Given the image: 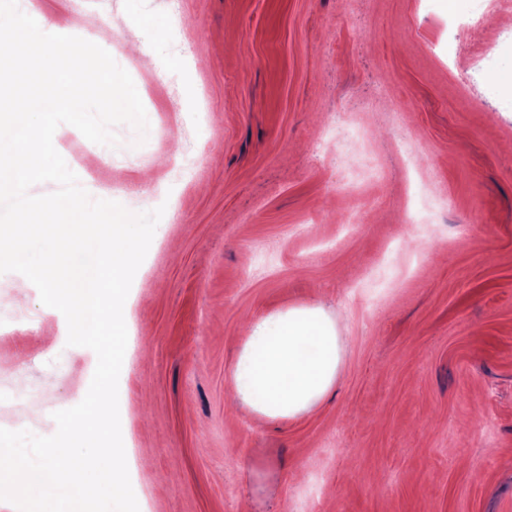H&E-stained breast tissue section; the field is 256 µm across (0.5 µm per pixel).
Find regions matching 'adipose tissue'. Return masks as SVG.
<instances>
[{
	"label": "adipose tissue",
	"mask_w": 512,
	"mask_h": 512,
	"mask_svg": "<svg viewBox=\"0 0 512 512\" xmlns=\"http://www.w3.org/2000/svg\"><path fill=\"white\" fill-rule=\"evenodd\" d=\"M341 336L319 304L286 307L252 322L226 389L258 420L310 413L338 386Z\"/></svg>",
	"instance_id": "obj_1"
}]
</instances>
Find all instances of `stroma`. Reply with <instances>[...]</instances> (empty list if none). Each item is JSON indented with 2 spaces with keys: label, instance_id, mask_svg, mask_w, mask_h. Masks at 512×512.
Returning a JSON list of instances; mask_svg holds the SVG:
<instances>
[{
  "label": "stroma",
  "instance_id": "stroma-1",
  "mask_svg": "<svg viewBox=\"0 0 512 512\" xmlns=\"http://www.w3.org/2000/svg\"><path fill=\"white\" fill-rule=\"evenodd\" d=\"M485 8L28 0L46 33L105 21L149 121L71 166L92 198L165 209L118 383L140 512H512V90L477 69L512 74V0ZM315 302L349 309L336 390L280 422L230 404L249 322ZM96 364L29 291L0 309V420L54 434Z\"/></svg>",
  "mask_w": 512,
  "mask_h": 512
}]
</instances>
